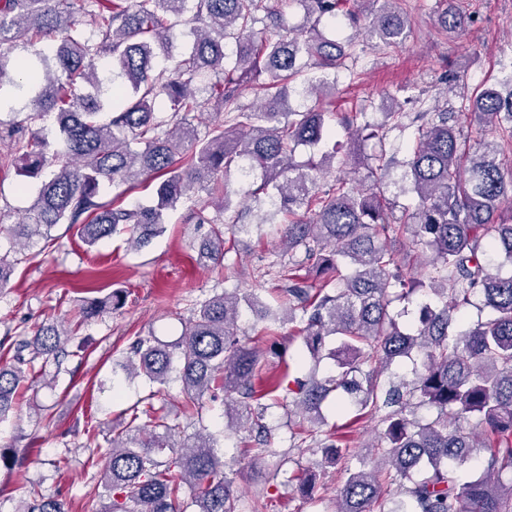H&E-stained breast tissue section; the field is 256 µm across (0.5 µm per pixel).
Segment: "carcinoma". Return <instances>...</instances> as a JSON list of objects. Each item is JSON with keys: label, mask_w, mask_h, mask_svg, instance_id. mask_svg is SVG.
<instances>
[{"label": "carcinoma", "mask_w": 512, "mask_h": 512, "mask_svg": "<svg viewBox=\"0 0 512 512\" xmlns=\"http://www.w3.org/2000/svg\"><path fill=\"white\" fill-rule=\"evenodd\" d=\"M307 26L294 34L283 24L271 0H118L108 8L101 0H0V89L7 65L26 71L31 122L53 120L58 148L42 131L17 136L10 146L23 163L19 174L43 180L28 213L14 224H0V236L26 247L36 239L52 240L59 224L77 227L92 247L117 233L128 243L146 246L164 232L165 211L204 185L221 195L228 209L234 175L260 171L251 189L255 202L271 210L265 224L288 216L279 230L288 254L281 265L282 301L271 307L254 294L224 290L194 309L181 335L165 342L149 334L131 345L125 363L130 378L150 385L146 406L132 408L139 425L112 429L102 478L109 502L86 505V512H239L234 478L226 471L217 439L204 430L184 438L185 427L203 424L206 401L224 394V417L234 431L249 432L244 454L257 462L272 454L269 409L282 400L299 410L310 427L299 426L293 439L310 441L330 463L343 464L346 479L336 494V512H512V272L486 261L491 252L512 266V169L500 155L512 145V73L469 99L479 123L498 138L466 146L461 115L448 108L410 114L394 98L378 125L360 123V112L341 115L340 124L353 144L374 142V166L360 178L350 174L322 189L321 168L333 166L336 149L319 162L296 160L297 148L333 137L329 121L336 113L325 104L336 95V71L344 66L350 44L319 29L326 18L337 25L347 0H297ZM372 4L368 34L383 44H398L408 18L398 0ZM189 14L191 45L175 54L177 34L171 18ZM471 17L448 0L438 25L460 33ZM277 30L260 34L256 24ZM235 41L229 65L224 40ZM43 43L40 66L10 59L19 45ZM170 62L168 77L152 74L158 56ZM311 68L321 75L308 80L304 94L315 105L293 109L290 84ZM261 82L263 94L251 103L241 99L249 81ZM208 97H196L199 84ZM210 105L220 120L202 138L194 121ZM414 129L411 150L399 161L386 156L388 133ZM349 165V155L339 160ZM402 174L394 186L414 195L415 203L395 217L385 196L383 178L393 167ZM131 191L154 183L149 204H126L122 195L102 200L103 182ZM208 203L189 220L209 224L198 252L206 266L224 260V236L246 233L247 224H219ZM409 236L415 264L403 268L395 243ZM22 259L0 254V290ZM440 267L438 279L428 267ZM434 298L420 305L409 326L391 314L392 303ZM121 291L81 307L85 320L106 307L123 304ZM476 305L484 319L467 325L462 309ZM266 322L269 348L251 345L237 334L243 309ZM293 325L302 342L297 369L284 396L261 384L262 361L275 352L280 326ZM74 330L66 321L43 323L32 338L9 345V363L0 365V418L13 410L15 389L36 359L60 365ZM418 354L423 369L412 383L381 381L384 372ZM336 373L321 376L324 356ZM181 384L185 423L169 418L153 400L166 395L171 379ZM433 407L425 422L411 418L414 399ZM336 409L351 404L355 420H377L371 447L380 463L355 469L348 450L333 434H321L322 404ZM476 417L475 426L462 421ZM487 455L479 474L466 481L459 468L471 449ZM16 512H66L64 504L33 491Z\"/></svg>", "instance_id": "carcinoma-1"}]
</instances>
